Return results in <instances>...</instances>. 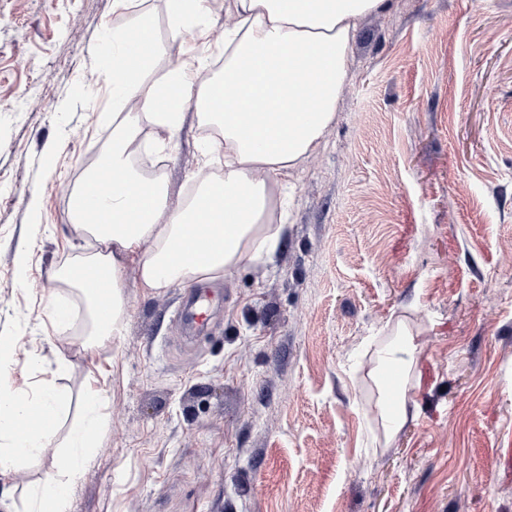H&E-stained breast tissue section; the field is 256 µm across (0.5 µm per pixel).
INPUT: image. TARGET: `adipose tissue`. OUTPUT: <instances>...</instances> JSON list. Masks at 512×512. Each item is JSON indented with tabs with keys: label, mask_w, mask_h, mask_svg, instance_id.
Here are the masks:
<instances>
[{
	"label": "adipose tissue",
	"mask_w": 512,
	"mask_h": 512,
	"mask_svg": "<svg viewBox=\"0 0 512 512\" xmlns=\"http://www.w3.org/2000/svg\"><path fill=\"white\" fill-rule=\"evenodd\" d=\"M387 0H230L223 38L209 41L210 0H166L167 41L157 39L148 19L112 33V143L101 149L95 168L119 180L102 204L105 221L77 226L107 249L70 263L59 275L85 303V345L121 335L125 324L123 263L134 257L140 287L159 291L175 284L232 272L275 248L282 225L273 221L284 200L272 185L318 151L336 117L342 88L350 79L349 57L359 21L381 11ZM141 36L131 42V33ZM206 38L207 53L159 72L170 46H185L190 35ZM195 106L212 131L204 143L215 171L187 197L168 208L161 172L137 164L142 151H169L185 110ZM155 139H142L144 129ZM100 273L106 294L84 278ZM419 342L397 326L378 351L379 362L397 365L408 377ZM8 359L0 354V475L19 472L56 441L66 406L55 385L37 397L2 389ZM46 411L44 429L18 432L28 410ZM81 421L72 426L59 468L35 482L26 512H67L69 489L87 449L96 447L108 426L97 396L84 401Z\"/></svg>",
	"instance_id": "obj_1"
}]
</instances>
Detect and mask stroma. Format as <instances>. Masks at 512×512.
<instances>
[{
	"label": "stroma",
	"instance_id": "obj_1",
	"mask_svg": "<svg viewBox=\"0 0 512 512\" xmlns=\"http://www.w3.org/2000/svg\"><path fill=\"white\" fill-rule=\"evenodd\" d=\"M167 39L165 0H0V337L8 387L97 393L108 429L68 512H512V0L365 16L323 148L287 175L272 258L160 291L127 265L121 336L87 348L57 279L92 252L67 190L112 131V30ZM194 108L163 172L204 170ZM219 287L191 340L181 315ZM61 297L73 323L48 307ZM422 347L386 438L373 376L397 320Z\"/></svg>",
	"mask_w": 512,
	"mask_h": 512
}]
</instances>
